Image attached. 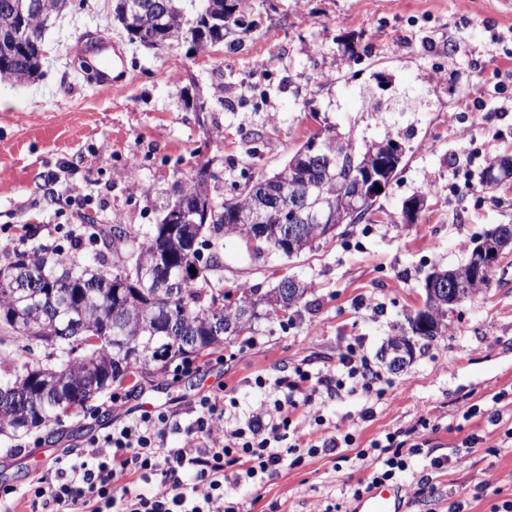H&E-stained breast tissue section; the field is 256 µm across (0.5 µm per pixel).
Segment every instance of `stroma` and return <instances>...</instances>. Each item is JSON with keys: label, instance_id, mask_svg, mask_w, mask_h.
<instances>
[{"label": "stroma", "instance_id": "1", "mask_svg": "<svg viewBox=\"0 0 512 512\" xmlns=\"http://www.w3.org/2000/svg\"><path fill=\"white\" fill-rule=\"evenodd\" d=\"M257 27L207 50L183 43L147 49L112 25V0H74L71 13L45 35L44 77L0 81V229L35 228L28 249L47 247L43 224L84 217L141 229L155 223L194 176L208 145L213 195L232 197L245 177L268 172L321 123L355 139L407 137L404 163L371 210L336 237L293 259L251 261L224 244L214 276L225 288L268 291L286 275L308 284L297 308L268 312L251 335L232 336L215 354L178 371L155 372L112 388V404L64 418L50 429L0 438V486L15 495L0 512H30L26 491L55 458L84 446L112 421L144 407L184 413L206 391H224L247 412L273 395L255 384L295 366L332 369L346 343L363 345L383 368L384 394L364 420L366 399L325 402V431L351 433L345 460L305 458L263 484H240L242 512H357L350 489L371 460L358 450L393 431L430 420L437 427L397 482L406 512H500L512 501L511 424L482 413L490 397L512 394V253L495 267L493 286L449 311L435 340L416 344L403 368L389 369L384 351L407 316L422 308L432 268L460 264L475 239L512 224V182L485 187L491 158L512 154V8L503 0H251ZM109 35L124 57L109 89L87 80L97 63L96 33ZM268 63L273 84L262 106L249 104L241 77L255 60ZM469 134H461L465 122ZM261 136L257 151L241 136ZM146 183L150 191L133 194ZM432 188L417 223H404L405 198ZM480 436L473 448L470 435ZM450 464L428 471L431 458ZM428 478L434 493H420Z\"/></svg>", "mask_w": 512, "mask_h": 512}]
</instances>
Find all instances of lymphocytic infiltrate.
<instances>
[{"label": "lymphocytic infiltrate", "mask_w": 512, "mask_h": 512, "mask_svg": "<svg viewBox=\"0 0 512 512\" xmlns=\"http://www.w3.org/2000/svg\"><path fill=\"white\" fill-rule=\"evenodd\" d=\"M382 382L380 368L362 346L350 343L335 369L314 373L297 366L273 380L271 410L231 418L223 393L210 392L190 405L192 421L186 425L179 412L167 409L145 410L112 423L80 450L79 462L41 477L28 494L45 512H240L229 487L263 482L286 462L300 464L306 455L351 447L349 433L315 441L290 434L293 412L304 410L309 420L322 424L325 397L355 392L379 397ZM179 429L185 432L183 447H168V434ZM372 452L379 462L368 480L375 484L406 472L422 448L390 433L358 456ZM187 474L194 476L193 486L185 485ZM152 476L159 477L160 490L149 495L133 490L135 480Z\"/></svg>", "instance_id": "lymphocytic-infiltrate-1"}]
</instances>
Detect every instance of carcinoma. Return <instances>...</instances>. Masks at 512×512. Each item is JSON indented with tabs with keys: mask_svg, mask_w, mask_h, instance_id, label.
I'll use <instances>...</instances> for the list:
<instances>
[{
	"mask_svg": "<svg viewBox=\"0 0 512 512\" xmlns=\"http://www.w3.org/2000/svg\"><path fill=\"white\" fill-rule=\"evenodd\" d=\"M182 0H112V20L130 41L145 47L150 34L166 27H178L182 38L202 49L219 44L224 36L239 29L253 30L255 21L239 5L245 0H213L215 18L205 21L200 15L188 18L180 7ZM72 0H0V79L26 84L44 75L47 60L45 32L68 14ZM24 24V42L14 43L9 30ZM318 146L304 163L296 149L271 172L260 174L275 189L288 178L289 168L303 169L312 182L320 183L323 173L339 176L340 183L352 184L364 178V156L373 147L362 146L337 131L334 124L323 125L316 133ZM377 194H365L353 204L361 208L357 217L344 216L343 223L355 224L376 202ZM252 187L246 182L231 203L218 199L216 208L198 206L194 197L185 199V209L193 221H168L169 212L135 232L124 224H92V238L100 248L87 258L58 256L42 250L17 251L0 262V437H17L36 428L58 425L63 417L87 407L101 393L120 386L125 379L141 377L155 370L165 371L175 360L216 353L224 345V325L238 320V308L224 303L228 292L206 288L203 280H187L176 285V299L154 301L151 289L138 287L141 274L153 282H164L172 267H192L196 255L183 249L196 235L217 234L213 266L221 262L224 239L234 235L250 259L264 253L291 259L278 252L267 239L248 246L246 224L232 212L236 207L251 213ZM462 281L474 291L472 301L492 285V272ZM239 302L253 308L240 335L259 317V307L279 311L272 288L257 296L254 288H240ZM55 324L54 336L37 335L34 329ZM43 354L32 357L31 346Z\"/></svg>",
	"mask_w": 512,
	"mask_h": 512,
	"instance_id": "1",
	"label": "carcinoma"
}]
</instances>
